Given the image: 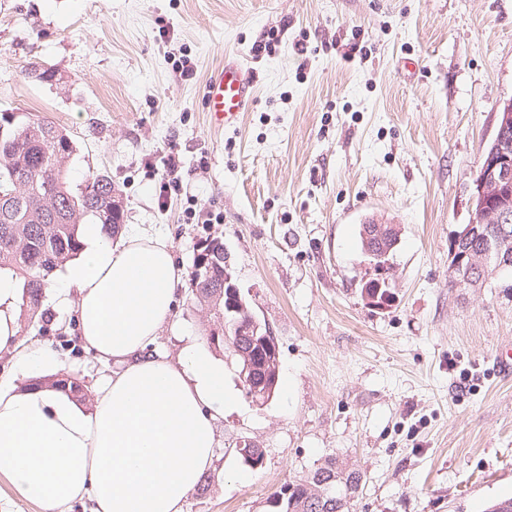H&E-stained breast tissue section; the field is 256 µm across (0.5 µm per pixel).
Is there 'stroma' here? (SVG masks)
<instances>
[{"instance_id": "35a3bbf8", "label": "stroma", "mask_w": 512, "mask_h": 512, "mask_svg": "<svg viewBox=\"0 0 512 512\" xmlns=\"http://www.w3.org/2000/svg\"><path fill=\"white\" fill-rule=\"evenodd\" d=\"M272 33L274 53L253 52ZM228 53L255 96L216 130L204 92ZM510 98L512 0H0V110L65 127L70 180L107 172L125 224L165 235L183 270L195 243L223 238L278 340L279 388L261 405L225 357L237 406L183 512H272L331 454L365 475L353 512H485L512 496V378L495 360L512 348V274L448 283ZM373 217L401 229L380 308L361 293L377 275L358 242ZM21 336L67 354L85 387L116 369L84 349L76 309L44 306ZM245 439L261 465L236 453Z\"/></svg>"}]
</instances>
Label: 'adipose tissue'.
Returning a JSON list of instances; mask_svg holds the SVG:
<instances>
[{
    "label": "adipose tissue",
    "mask_w": 512,
    "mask_h": 512,
    "mask_svg": "<svg viewBox=\"0 0 512 512\" xmlns=\"http://www.w3.org/2000/svg\"><path fill=\"white\" fill-rule=\"evenodd\" d=\"M83 249L48 294L76 304L86 350L121 371L94 386L87 405L69 388L17 389L16 375L54 376L57 352L20 335L24 288L0 272V475L43 512H182L215 456L214 426L236 404L222 359L184 336L174 318L182 272L165 236L129 227L119 239L102 225L81 229ZM185 338L177 358L149 354L162 329Z\"/></svg>",
    "instance_id": "1"
}]
</instances>
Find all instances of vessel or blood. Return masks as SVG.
<instances>
[{
	"mask_svg": "<svg viewBox=\"0 0 512 512\" xmlns=\"http://www.w3.org/2000/svg\"><path fill=\"white\" fill-rule=\"evenodd\" d=\"M253 96L250 69L239 58L225 59L223 67L207 85L206 110L211 125L224 130L237 127Z\"/></svg>",
	"mask_w": 512,
	"mask_h": 512,
	"instance_id": "1",
	"label": "vessel or blood"
}]
</instances>
